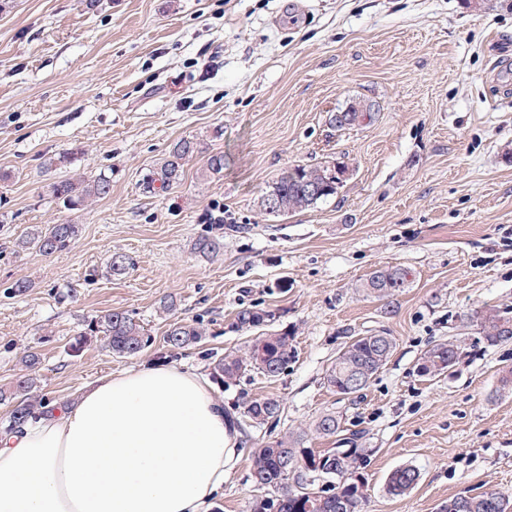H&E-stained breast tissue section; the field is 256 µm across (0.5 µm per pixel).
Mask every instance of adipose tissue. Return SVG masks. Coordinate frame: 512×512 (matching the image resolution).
<instances>
[{"label":"adipose tissue","mask_w":512,"mask_h":512,"mask_svg":"<svg viewBox=\"0 0 512 512\" xmlns=\"http://www.w3.org/2000/svg\"><path fill=\"white\" fill-rule=\"evenodd\" d=\"M235 439L205 375L110 373L0 434V512H209Z\"/></svg>","instance_id":"adipose-tissue-1"}]
</instances>
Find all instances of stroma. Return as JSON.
<instances>
[{"label": "stroma", "mask_w": 512, "mask_h": 512, "mask_svg": "<svg viewBox=\"0 0 512 512\" xmlns=\"http://www.w3.org/2000/svg\"><path fill=\"white\" fill-rule=\"evenodd\" d=\"M350 105L368 116L331 125ZM182 138L202 145L182 181L145 192ZM216 151L224 171L212 176ZM324 161L348 168L336 196L264 213L285 168ZM0 171V389L28 351L50 403L110 372L175 364L207 375L250 338L237 312L262 309L292 334L294 357L277 379L249 371L215 386L238 420L211 512H250L256 442L326 412L365 433L362 512L512 493V394L499 390L512 340L489 346L480 333L486 308L512 319V0H0ZM100 172L112 191L86 209L46 195L54 180ZM217 205L237 232L205 223ZM64 220L80 227L69 249L19 247ZM206 235L220 249L195 250ZM115 253L125 275L105 272ZM385 267L408 270L407 287L366 296L361 280ZM18 281L26 293L12 292ZM114 309L149 346L125 359L94 337L72 353L89 320ZM179 320L203 340L168 347ZM382 330L396 339L382 372L361 397L331 392L325 371L346 338ZM443 340L465 356L420 377L421 354ZM263 397L283 410L251 426L242 406ZM402 466L419 482L389 497L385 480Z\"/></svg>", "instance_id": "obj_1"}]
</instances>
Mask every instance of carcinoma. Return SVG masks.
Instances as JSON below:
<instances>
[{"mask_svg":"<svg viewBox=\"0 0 512 512\" xmlns=\"http://www.w3.org/2000/svg\"><path fill=\"white\" fill-rule=\"evenodd\" d=\"M199 151L193 138L178 140L156 171L144 182V190H164L179 183L184 173V162ZM336 163L324 161L312 165H295L283 171L261 198V207L272 216L286 215L314 207L318 202L338 194L343 184L336 183L332 172ZM160 187H155V183ZM53 201L67 210H79L88 202L107 196L112 190V177L100 173L96 176H72L49 184ZM274 201L277 208H268ZM77 224H47L24 235L19 244L25 249H35L52 255L68 249L79 235ZM409 273L399 267L379 268L369 273L360 284L369 294L387 297L407 286ZM272 314L264 310L244 308L236 315V326L251 331L267 325ZM482 339L495 346L512 339V321L488 309L482 315ZM92 336H101L108 350L120 358L138 356L150 342L143 326L121 310H112L90 320L84 332L70 345L74 353L80 352ZM203 333L193 323L176 321L170 325L166 343L173 349L192 346L201 341ZM388 348L381 347L373 335L350 336L336 354L326 371L324 381L329 390L346 394L348 382L360 377L368 388L371 381L387 364L396 348L393 336H388ZM294 356L292 335L283 332H262L250 339L243 351L230 352L213 362L212 377L230 385L247 371H257L269 379H276L288 367ZM464 356L462 345L448 341L426 349L419 359L417 372L422 377H438L453 369L448 358L460 361ZM26 373L19 376L12 386L11 395L17 397L9 414L8 430L24 427L43 413L45 402L32 395L35 388L38 357L34 353L22 359ZM281 403L275 398L249 400L243 405L242 415L251 423L261 426L278 417ZM313 431L321 438L341 436L342 427L333 413H325L313 424ZM304 435L290 433L276 440L263 441L254 448L251 479L260 492L254 500L253 512H360L364 497L362 469L366 463L361 443L351 438L345 448L315 450L303 447ZM321 476L328 485L313 491L307 478ZM419 472L412 466L393 470L387 477L386 494L400 497L418 484ZM512 504V496L495 489L478 496L448 499L443 512H503V500Z\"/></svg>","mask_w":512,"mask_h":512,"instance_id":"carcinoma-1","label":"carcinoma"}]
</instances>
